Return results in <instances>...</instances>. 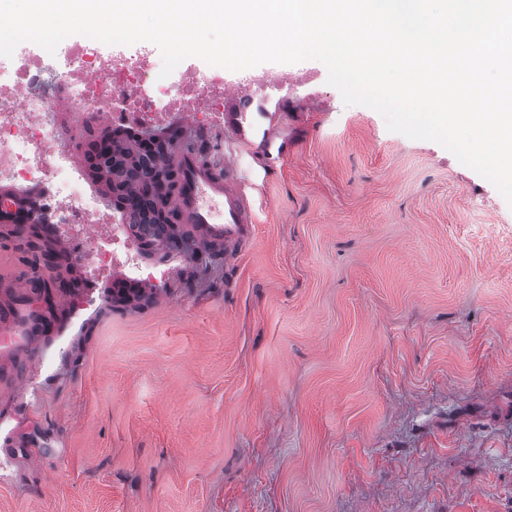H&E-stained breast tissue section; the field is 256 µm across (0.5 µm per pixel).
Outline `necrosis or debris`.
Listing matches in <instances>:
<instances>
[{
    "label": "necrosis or debris",
    "instance_id": "necrosis-or-debris-1",
    "mask_svg": "<svg viewBox=\"0 0 512 512\" xmlns=\"http://www.w3.org/2000/svg\"><path fill=\"white\" fill-rule=\"evenodd\" d=\"M153 44L133 50L93 39L63 40L55 53L24 42L12 57L0 56V183L45 193L47 224L102 227L103 235L81 258L104 271L112 265L118 216L89 188L70 152L71 129L99 124L115 133L178 126L182 119L208 133L224 127L226 88L259 96L284 77H261L226 68L179 64L161 76Z\"/></svg>",
    "mask_w": 512,
    "mask_h": 512
}]
</instances>
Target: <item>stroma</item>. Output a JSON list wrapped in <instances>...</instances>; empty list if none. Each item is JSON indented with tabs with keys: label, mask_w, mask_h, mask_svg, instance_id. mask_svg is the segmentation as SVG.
Listing matches in <instances>:
<instances>
[{
	"label": "stroma",
	"mask_w": 512,
	"mask_h": 512,
	"mask_svg": "<svg viewBox=\"0 0 512 512\" xmlns=\"http://www.w3.org/2000/svg\"><path fill=\"white\" fill-rule=\"evenodd\" d=\"M284 85L230 264L80 263L0 512H512V204L437 142Z\"/></svg>",
	"instance_id": "obj_1"
}]
</instances>
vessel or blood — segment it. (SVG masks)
Instances as JSON below:
<instances>
[{
  "label": "vessel or blood",
  "mask_w": 512,
  "mask_h": 512,
  "mask_svg": "<svg viewBox=\"0 0 512 512\" xmlns=\"http://www.w3.org/2000/svg\"><path fill=\"white\" fill-rule=\"evenodd\" d=\"M239 93L229 90L224 112L227 148H215L202 156L190 142H182L165 158L179 167L183 189L175 206L185 223L191 224L202 250L220 245L232 255L245 245L252 232V202L245 192L240 160L252 154L267 160L287 156L291 143L278 129L286 118L282 112H243ZM0 200L8 213L25 207L30 219H37V197L12 187L0 188ZM44 324L33 308H15L0 314V355L23 356L37 365H45L49 346L36 335Z\"/></svg>",
  "instance_id": "obj_1"
}]
</instances>
